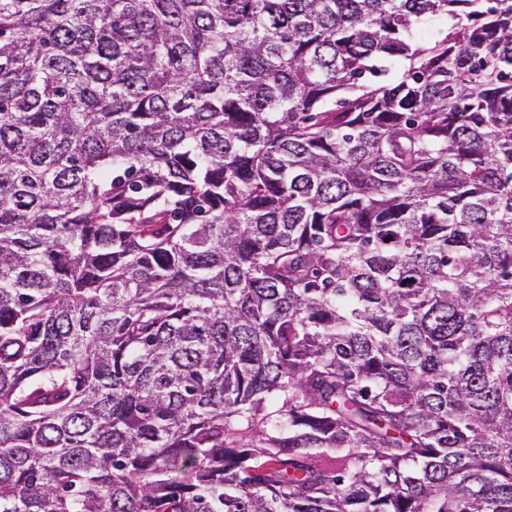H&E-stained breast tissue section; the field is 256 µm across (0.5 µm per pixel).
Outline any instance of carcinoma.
Wrapping results in <instances>:
<instances>
[{"label":"carcinoma","mask_w":512,"mask_h":512,"mask_svg":"<svg viewBox=\"0 0 512 512\" xmlns=\"http://www.w3.org/2000/svg\"><path fill=\"white\" fill-rule=\"evenodd\" d=\"M0 512H512V0H0Z\"/></svg>","instance_id":"1"}]
</instances>
